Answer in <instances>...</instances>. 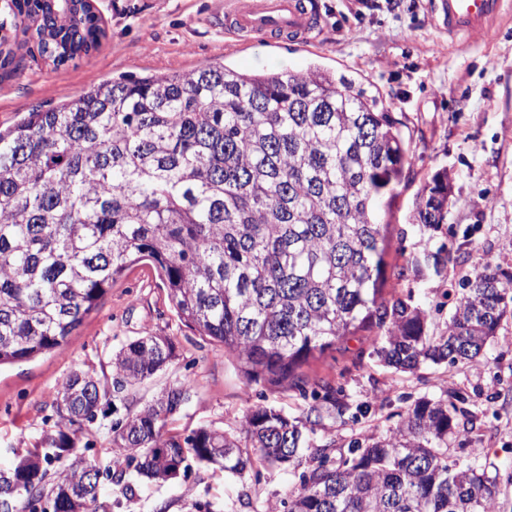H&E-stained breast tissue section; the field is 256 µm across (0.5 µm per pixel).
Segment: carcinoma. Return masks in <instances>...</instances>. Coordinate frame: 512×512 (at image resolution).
Segmentation results:
<instances>
[{
  "label": "carcinoma",
  "instance_id": "1",
  "mask_svg": "<svg viewBox=\"0 0 512 512\" xmlns=\"http://www.w3.org/2000/svg\"><path fill=\"white\" fill-rule=\"evenodd\" d=\"M59 0H14L39 21L59 61L87 56L104 31L86 4L58 16ZM401 123L377 97L318 64L290 73L239 72L223 64L94 85L59 107L27 113L0 130V366L65 343L116 277L142 260L159 270L178 316L224 347L247 383L311 393L290 417L266 405L238 420L239 435L198 427L171 435L167 421L190 386L169 388L112 426L113 445L146 483L167 482L189 460L243 477L253 459L299 462L310 435L342 391L301 368L352 328L373 338L386 365L476 361L512 313V274L484 260L454 302L445 330L428 334L424 311L387 298V225L380 203L401 181ZM448 173H436L415 205L417 223H448ZM448 247L423 248L414 272L443 274ZM174 356L148 334L112 358V385L75 372L56 392V413L73 427L43 440L48 452L0 469V512H97L93 463L71 457L76 433L111 393L135 389ZM454 403L421 399L384 436L354 440L349 455L300 475L297 492L268 512H495L496 478L448 463L458 434ZM247 440L254 454L243 450ZM58 463L52 484L43 464Z\"/></svg>",
  "mask_w": 512,
  "mask_h": 512
}]
</instances>
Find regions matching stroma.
Segmentation results:
<instances>
[{
	"instance_id": "35a3bbf8",
	"label": "stroma",
	"mask_w": 512,
	"mask_h": 512,
	"mask_svg": "<svg viewBox=\"0 0 512 512\" xmlns=\"http://www.w3.org/2000/svg\"><path fill=\"white\" fill-rule=\"evenodd\" d=\"M314 39L296 49L273 32L238 38L224 30V0H95L106 36L90 56L56 66L25 31L22 18L0 11V29L12 39L16 72L0 82V127L25 113L56 107L90 85L124 76L161 75L222 63L248 71L297 72L318 63L355 79L402 124L404 177L381 204L388 225L386 292L411 295L425 310L431 333L448 322L445 293L484 257L512 272V0H501L491 31L448 35L432 0H403L399 11L357 15L354 0H319ZM451 185L447 235H429L415 223L418 191L439 171ZM447 242L443 276L398 279L427 239ZM154 334L171 339L175 356L164 371L130 394H117L77 440L84 458L103 471L100 499L108 512H267L300 487V472L255 463L245 477L195 463L187 473L144 484L128 476L113 485L123 458L113 449L112 423L186 382L189 399L167 425L181 433L201 426L235 432L250 407L262 404L290 416L311 403L298 390L246 385L222 349L188 328L172 310L150 261L131 265L73 332L67 345L30 360L0 366V469L12 467L42 437L59 429L53 404L58 383L76 371L112 379V357L122 344ZM309 376L343 388L355 416H331L301 453L334 444L347 452L359 437L387 434L401 413L421 398L463 397L474 422L448 439V460L487 470L497 481L496 510L512 512V315L488 342L478 362L451 367L422 364L403 372L384 365L370 337L357 333L335 350L311 359Z\"/></svg>"
}]
</instances>
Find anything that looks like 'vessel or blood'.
Wrapping results in <instances>:
<instances>
[{"mask_svg": "<svg viewBox=\"0 0 512 512\" xmlns=\"http://www.w3.org/2000/svg\"><path fill=\"white\" fill-rule=\"evenodd\" d=\"M499 7V0H438L442 24L452 35L486 32ZM315 19L305 0H231L224 11L231 32L275 31L301 44L307 43Z\"/></svg>", "mask_w": 512, "mask_h": 512, "instance_id": "1", "label": "vessel or blood"}]
</instances>
